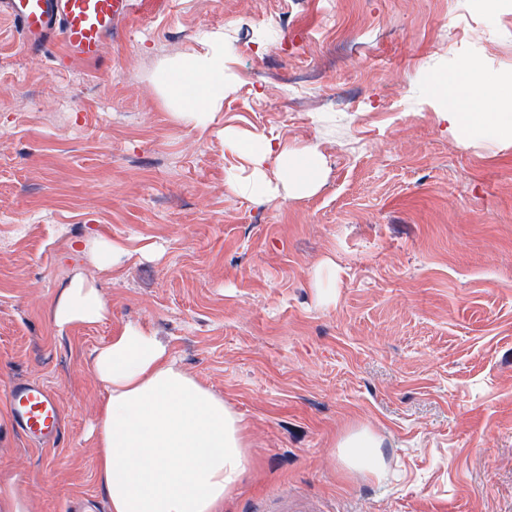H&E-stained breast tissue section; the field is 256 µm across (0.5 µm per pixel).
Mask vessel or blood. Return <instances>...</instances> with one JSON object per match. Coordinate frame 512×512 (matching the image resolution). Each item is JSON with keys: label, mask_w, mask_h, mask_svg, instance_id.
<instances>
[{"label": "vessel or blood", "mask_w": 512, "mask_h": 512, "mask_svg": "<svg viewBox=\"0 0 512 512\" xmlns=\"http://www.w3.org/2000/svg\"><path fill=\"white\" fill-rule=\"evenodd\" d=\"M134 0H0V14L16 23L32 53L49 57L61 50L69 60L100 67L103 49L118 35V21L133 13ZM11 419L17 432L47 443L61 436L60 409L41 383L22 381L9 390ZM262 512H323L317 501L282 494L266 501Z\"/></svg>", "instance_id": "obj_1"}]
</instances>
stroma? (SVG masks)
Instances as JSON below:
<instances>
[{"mask_svg":"<svg viewBox=\"0 0 512 512\" xmlns=\"http://www.w3.org/2000/svg\"><path fill=\"white\" fill-rule=\"evenodd\" d=\"M122 29L92 72L35 60L0 15V482L23 512H109L90 363L129 325L246 425L224 512L285 491L326 512H512V142L450 135L432 92L512 78V0H172ZM211 33L233 88L197 126L160 79ZM228 127L316 146L320 187L235 196ZM77 277L108 314L61 330ZM18 380L56 398L58 442L13 429ZM359 430L379 473L341 457Z\"/></svg>","mask_w":512,"mask_h":512,"instance_id":"stroma-1","label":"stroma"}]
</instances>
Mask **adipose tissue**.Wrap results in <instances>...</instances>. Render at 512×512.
<instances>
[{
    "instance_id": "1",
    "label": "adipose tissue",
    "mask_w": 512,
    "mask_h": 512,
    "mask_svg": "<svg viewBox=\"0 0 512 512\" xmlns=\"http://www.w3.org/2000/svg\"><path fill=\"white\" fill-rule=\"evenodd\" d=\"M211 48L175 61L162 87L179 117L205 123L228 89L226 47L210 36ZM485 95L474 99L467 82L438 80L434 93L449 97L441 117L449 130L465 127L497 141L512 140V89L494 76L482 80ZM224 147L247 164L248 175L233 174L228 188L245 198L304 197L320 185L323 161L311 145L291 147L228 128ZM275 161L281 183L267 180L264 166ZM107 307L94 287L74 280L57 304V327L96 323ZM107 396L92 426L96 477L110 512H222L249 467L241 418L194 377L179 369L167 348L151 333L125 327L97 349L91 362ZM366 431L340 443L345 464L377 471L381 455Z\"/></svg>"
}]
</instances>
